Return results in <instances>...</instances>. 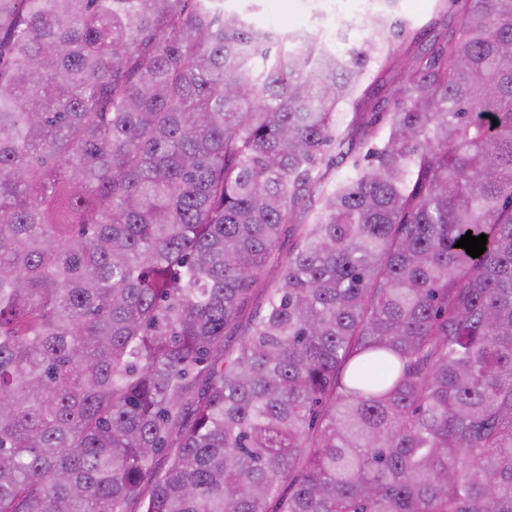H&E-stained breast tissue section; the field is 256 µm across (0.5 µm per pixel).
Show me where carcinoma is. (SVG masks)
Listing matches in <instances>:
<instances>
[{"instance_id": "obj_1", "label": "carcinoma", "mask_w": 512, "mask_h": 512, "mask_svg": "<svg viewBox=\"0 0 512 512\" xmlns=\"http://www.w3.org/2000/svg\"><path fill=\"white\" fill-rule=\"evenodd\" d=\"M398 2L0 0V512H512V0L343 127ZM336 0H226L228 9H244L253 4L256 9L251 12V21L256 27L267 17L275 20V31L281 35L294 34L306 28L311 21L322 14L330 13ZM262 28V27H261ZM370 6L371 3L367 2L363 8L352 12L342 11L336 6V16L327 26L329 39L334 48H341L364 31L367 21L366 14ZM276 277L277 270H274L273 268H268L266 274L262 277L260 283L257 284L250 299L245 305L241 313L242 320L250 318L263 305L265 297L263 288H268L269 285L276 280Z\"/></svg>"}]
</instances>
